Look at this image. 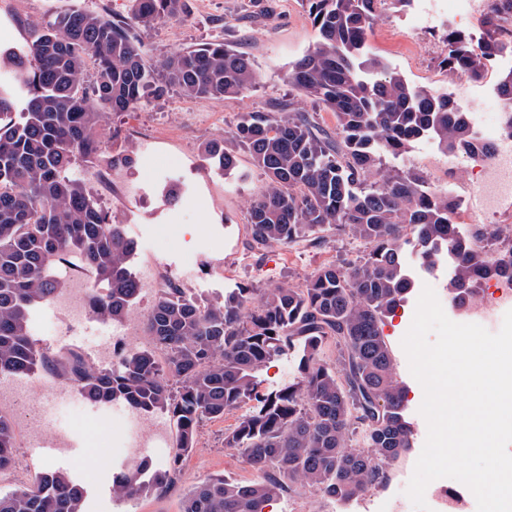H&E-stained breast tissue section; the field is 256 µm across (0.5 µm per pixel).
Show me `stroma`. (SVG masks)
Instances as JSON below:
<instances>
[{
	"instance_id": "35a3bbf8",
	"label": "stroma",
	"mask_w": 512,
	"mask_h": 512,
	"mask_svg": "<svg viewBox=\"0 0 512 512\" xmlns=\"http://www.w3.org/2000/svg\"><path fill=\"white\" fill-rule=\"evenodd\" d=\"M184 17L139 29L147 65L157 67L171 54L221 41L250 56L257 82L241 97L201 99L184 97L170 89L161 98H148L129 113H107L106 130H117L132 164L108 165L111 142H104L97 164L80 167L89 195L116 221L125 224L136 243L134 266L164 263L178 269L197 264V274L187 285L205 292L208 299H221L226 291L251 288L262 293L281 283L304 282L319 267L354 260L360 251L349 237L337 236L328 243L301 242L288 248L253 250L248 230L251 198L264 186L265 177L245 150H237L235 169L223 172L210 164L204 145L229 136L239 117L246 112L267 111L287 101L313 112L326 129L335 130L332 112L300 99L284 76L292 62L311 47L317 33L299 0H187ZM12 18L0 30V46L23 44L33 31L54 13L76 7L123 20L131 13L130 0H11ZM480 35L479 16L449 19L447 24L427 22L419 5L401 9H380L368 38L375 56L412 85L439 92L453 87L461 76L439 64L446 29ZM154 129L151 140L128 135L130 125ZM453 154L437 144H413L404 155L386 157L388 172H420L436 188L447 185L473 189L471 174L452 169ZM178 183L175 200L165 198V187ZM406 261L414 273L415 286L404 307L386 317L380 330L394 359L397 377L408 389V417L417 434L409 452L389 469L386 482L363 497L346 503L323 497L311 487L298 486L279 494L264 512H385L389 503L404 491L427 437V423L419 412L423 390L412 376L401 341L409 330L417 300L424 285H431L447 317L459 311L449 290L445 274H433L421 266L414 252ZM109 323L89 318L66 339L56 336V322L50 305L37 310L33 335L40 345L51 350L87 351L89 345L109 331ZM300 348L288 349L267 364L258 374L264 392L299 383ZM14 429L15 464L0 473V489L11 490L31 485L50 463L57 462L85 482L92 491L87 512H181L182 498L195 483L218 475L249 481L253 470L236 452L224 446V431L235 414L224 420L205 423L196 448L184 458L182 481L165 496H141L120 501L112 496V473L126 463L117 453L120 431L118 405L95 407L84 398L55 411L56 427L70 435L67 452L38 455L26 445L27 435L43 426V417L9 410L5 413Z\"/></svg>"
}]
</instances>
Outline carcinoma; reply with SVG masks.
I'll list each match as a JSON object with an SVG mask.
<instances>
[{"instance_id": "cac0c4a2", "label": "carcinoma", "mask_w": 512, "mask_h": 512, "mask_svg": "<svg viewBox=\"0 0 512 512\" xmlns=\"http://www.w3.org/2000/svg\"><path fill=\"white\" fill-rule=\"evenodd\" d=\"M300 2L319 39L285 79L333 112L336 135L291 102L241 116L231 139L266 177L248 209L252 247L345 234L364 251L258 300L238 288L220 301H198L169 281L145 322L149 346L105 368L76 350L40 347L31 333L34 311L65 286L55 267L69 258L95 271L93 313L103 321L124 317L140 293L130 269L134 241L75 176L99 155L101 113L130 112L171 86L194 98L243 96L256 72L248 55L222 41L170 56L161 76L145 64L134 30L180 17L186 0H132L130 22L65 10L22 48L0 50V377L40 371L77 386L94 405L171 415L180 453L159 467L148 459L128 464L112 480L118 499L168 492L200 427L240 409L224 447L239 452L255 478L212 477L186 493L181 512H263L295 485L346 502L382 484L413 445L408 391L379 329L412 288L406 250L428 270L442 252L458 255L449 288L461 307L481 280L512 275V260L489 257L486 227L464 239L455 234L450 191L416 171L388 176L379 167L382 156L421 138L464 155L488 149L455 100L409 86L370 54L368 32L385 0ZM483 24L477 48L469 35L448 32L440 65L478 80L491 58L512 55V0H490ZM205 153L220 170L236 167L223 140L206 143ZM328 344L336 348L332 364L323 359ZM296 345L302 382L260 392L258 372ZM13 448L11 422L0 416V472L11 466ZM88 494L50 463L31 486L0 492V512H85Z\"/></svg>"}]
</instances>
